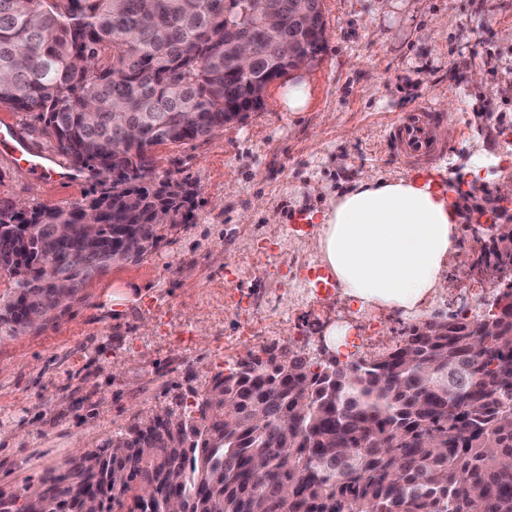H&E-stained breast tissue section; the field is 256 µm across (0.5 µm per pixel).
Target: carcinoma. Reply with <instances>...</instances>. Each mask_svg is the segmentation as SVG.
<instances>
[{"instance_id":"cac0c4a2","label":"carcinoma","mask_w":512,"mask_h":512,"mask_svg":"<svg viewBox=\"0 0 512 512\" xmlns=\"http://www.w3.org/2000/svg\"><path fill=\"white\" fill-rule=\"evenodd\" d=\"M258 26L267 0H0V107L33 117L55 151L94 179L67 208L0 201V270L14 295L0 324L40 332L84 285L191 218L196 188L157 179L152 148L208 138L253 81L325 40ZM229 26L252 31L237 68ZM69 227L71 238L56 236ZM499 266L512 268V225ZM488 315L412 325L377 360L276 361L252 351L179 421L122 426L16 494L0 512H512V282ZM297 449L283 458L278 449Z\"/></svg>"}]
</instances>
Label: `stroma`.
Returning <instances> with one entry per match:
<instances>
[{"instance_id":"35a3bbf8","label":"stroma","mask_w":512,"mask_h":512,"mask_svg":"<svg viewBox=\"0 0 512 512\" xmlns=\"http://www.w3.org/2000/svg\"><path fill=\"white\" fill-rule=\"evenodd\" d=\"M322 12L326 42L302 71L306 111L282 110L283 78L263 108L212 137L154 147L157 178L196 187L193 220L171 225L141 260L87 282L57 325L19 334L0 324V489L37 481L133 417L194 412L213 377L248 350L305 354L343 323L366 356L394 346L395 311L375 310L378 326L368 328L338 287L319 282L313 216L362 175L409 174L387 135L416 107L452 116L432 171L454 194L457 251L484 252L488 237L472 232L478 215L466 203L469 190L491 191L512 176V0H322ZM90 187L0 154L1 201L67 207ZM455 265L446 262L447 286L424 317L446 319L487 288L477 276L457 280ZM295 279L311 292L296 296ZM119 286L130 298L117 310L109 297Z\"/></svg>"}]
</instances>
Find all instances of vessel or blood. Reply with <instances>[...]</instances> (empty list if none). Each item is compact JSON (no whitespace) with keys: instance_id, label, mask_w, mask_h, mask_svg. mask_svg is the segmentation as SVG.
Returning a JSON list of instances; mask_svg holds the SVG:
<instances>
[{"instance_id":"obj_1","label":"vessel or blood","mask_w":512,"mask_h":512,"mask_svg":"<svg viewBox=\"0 0 512 512\" xmlns=\"http://www.w3.org/2000/svg\"><path fill=\"white\" fill-rule=\"evenodd\" d=\"M443 120L444 117L441 113L425 107L407 113L391 125L389 141L392 150L411 166L427 167L432 165L445 150L438 135V126ZM0 150L24 159L27 166L33 171L46 170L50 172L51 176L61 180L73 179L77 176L73 168L60 162L56 163L54 168H45L44 164L29 154L21 143L0 141Z\"/></svg>"}]
</instances>
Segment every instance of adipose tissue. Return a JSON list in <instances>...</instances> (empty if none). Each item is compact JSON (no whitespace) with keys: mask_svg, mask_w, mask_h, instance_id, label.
<instances>
[{"mask_svg":"<svg viewBox=\"0 0 512 512\" xmlns=\"http://www.w3.org/2000/svg\"><path fill=\"white\" fill-rule=\"evenodd\" d=\"M326 274L357 306L420 309L443 286L456 204L448 187L409 175L363 176L318 218Z\"/></svg>","mask_w":512,"mask_h":512,"instance_id":"ef3b65f1","label":"adipose tissue"}]
</instances>
